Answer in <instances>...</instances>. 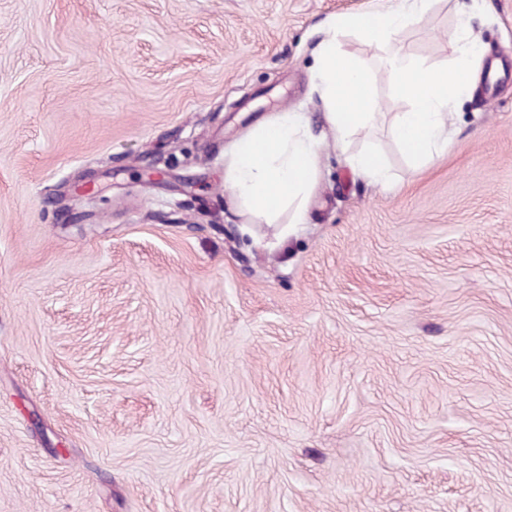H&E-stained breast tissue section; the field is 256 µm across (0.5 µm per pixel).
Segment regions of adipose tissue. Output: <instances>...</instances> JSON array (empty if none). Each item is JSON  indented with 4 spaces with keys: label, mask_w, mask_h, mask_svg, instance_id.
Listing matches in <instances>:
<instances>
[{
    "label": "adipose tissue",
    "mask_w": 512,
    "mask_h": 512,
    "mask_svg": "<svg viewBox=\"0 0 512 512\" xmlns=\"http://www.w3.org/2000/svg\"><path fill=\"white\" fill-rule=\"evenodd\" d=\"M434 0H395L386 9L344 14L327 24L316 50V77L325 106L324 121L334 134L348 166L371 183H393L385 158L366 147L349 152L350 141L369 133L378 114L374 97L379 74H386L406 110L394 113L389 133L414 166H423L448 146L449 115L471 86L477 47L466 21L448 34L451 62L422 66L395 42L406 28L419 25ZM354 37L374 52L375 62L348 55L342 40ZM321 141L301 112H281L254 127L233 147L224 170L240 208L258 222L278 224L306 220L308 203L318 183Z\"/></svg>",
    "instance_id": "ef3b65f1"
}]
</instances>
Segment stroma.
Here are the masks:
<instances>
[{
  "label": "stroma",
  "instance_id": "1",
  "mask_svg": "<svg viewBox=\"0 0 512 512\" xmlns=\"http://www.w3.org/2000/svg\"><path fill=\"white\" fill-rule=\"evenodd\" d=\"M392 2L0 0V512H512V0L402 34L449 64L462 7L481 55L418 169L378 81L383 189L314 51ZM279 112L325 138L302 224L224 183Z\"/></svg>",
  "mask_w": 512,
  "mask_h": 512
}]
</instances>
